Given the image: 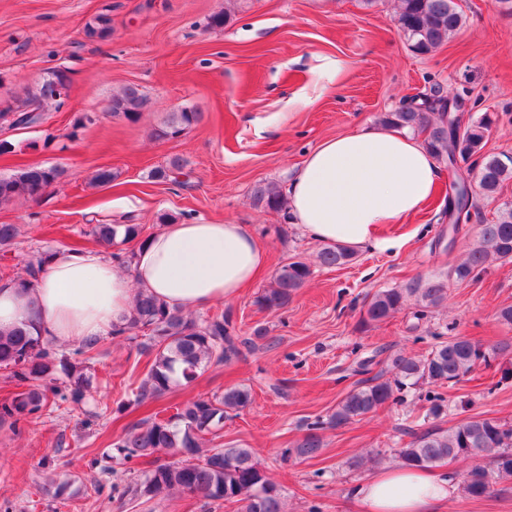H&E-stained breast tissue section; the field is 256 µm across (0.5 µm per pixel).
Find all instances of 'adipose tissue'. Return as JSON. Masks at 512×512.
<instances>
[{
  "label": "adipose tissue",
  "instance_id": "ef3b65f1",
  "mask_svg": "<svg viewBox=\"0 0 512 512\" xmlns=\"http://www.w3.org/2000/svg\"><path fill=\"white\" fill-rule=\"evenodd\" d=\"M436 156L414 134L364 128L319 143L288 187L292 221L325 244L399 249L381 236L436 193ZM267 256L247 224L174 222L137 250L131 268L100 251L60 250L31 288L0 285V329L24 322L55 343L103 337L128 317L135 292L196 309L235 298L265 269ZM447 477L398 468L359 485L362 512H437L453 494Z\"/></svg>",
  "mask_w": 512,
  "mask_h": 512
}]
</instances>
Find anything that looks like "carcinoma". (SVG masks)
Returning <instances> with one entry per match:
<instances>
[{"instance_id":"cac0c4a2","label":"carcinoma","mask_w":512,"mask_h":512,"mask_svg":"<svg viewBox=\"0 0 512 512\" xmlns=\"http://www.w3.org/2000/svg\"><path fill=\"white\" fill-rule=\"evenodd\" d=\"M395 22L399 32L416 52L426 54L443 45L463 25V14L454 0H395ZM110 33V20L97 17L85 26L84 35L90 41L102 40ZM66 68L46 73L42 82L23 95L0 107V123L12 129H26L45 121L48 107L60 108L62 102L48 101L44 85L64 77ZM148 97L136 85L130 84L112 94V114L127 120L136 119L147 105ZM440 89L431 94H417L408 104L394 112H386L380 122L396 130L426 134L427 147L437 159L448 166L455 179L451 187L456 202L467 201L474 194L490 198L505 181L512 179V156L483 155L492 120L484 114L469 117L460 140H455L459 118L447 112ZM201 113L183 108L169 114L156 136L173 140L197 124ZM481 159L477 166L475 185L468 184L459 174L455 160L464 163ZM183 169L182 159L175 156L168 165L153 172L157 180H168ZM66 174L62 166H31L8 176H0V204L19 199L33 200ZM256 206L279 212L286 200L280 188L272 183H260L253 189ZM123 234H118V228ZM89 234L98 243L110 248L121 242H132L142 234L138 224H94ZM53 252L49 249L31 252L23 274L0 273L4 281L17 288L30 287L33 280L46 272ZM355 253L340 244L328 245L317 255L323 267H339L351 263ZM512 259V209L500 212L489 224L479 225L477 241L465 257L447 272L425 283H413L405 288H388L374 293L365 303V322H381L401 311L410 297L415 296L422 307H437L447 298L448 281L457 284L478 280L496 260ZM311 275L310 265L293 261L281 266L270 287L261 291L256 305L263 310H280ZM230 316L185 315L168 307L157 298L139 293L131 314L124 323L112 329L113 338L129 339L141 332L146 341L140 353L151 356L148 370L134 399L137 404L156 400L171 389L185 386L196 379L198 371L208 365L229 362L241 354ZM98 344L96 339L81 341L72 352L66 353L57 345L31 334L25 326L9 331L0 330V368L10 370L12 377L27 387L0 404V423L7 422L20 433L24 424L66 404L81 408L91 379L83 372L81 362L91 359ZM512 351V343L493 350L465 337H453L434 345L422 358L396 354L391 358V376L379 374L365 385L348 392L336 405L327 420L320 418L306 426L305 435L285 454L309 458L322 448L319 431L338 428L376 412L398 400V394L423 384L441 387L459 383L480 363H489ZM75 356L83 361L74 362ZM69 378L60 382L54 376L56 366ZM252 403L250 389L233 386L221 394L198 397L176 409L165 418L150 415L129 425L124 434L112 443V452L90 460V468L111 477V460L123 465L167 452L174 460L159 464L144 475L133 489L138 497L152 498L163 492L201 494L213 503L236 502L240 512H284L283 500L277 485L271 481L255 460L249 448H226L221 444L205 446L204 436L219 438L224 419L231 412L241 411ZM411 440L396 455L406 467L428 468L442 460L471 459L474 464L464 476L466 493L475 498L494 492L496 480L512 478V424L481 415L467 416L446 430L410 431Z\"/></svg>"}]
</instances>
